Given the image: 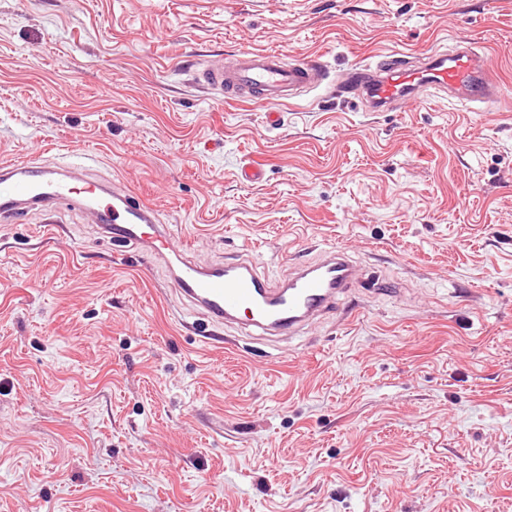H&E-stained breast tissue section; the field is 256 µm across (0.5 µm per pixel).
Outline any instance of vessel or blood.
Listing matches in <instances>:
<instances>
[{"label":"vessel or blood","mask_w":512,"mask_h":512,"mask_svg":"<svg viewBox=\"0 0 512 512\" xmlns=\"http://www.w3.org/2000/svg\"><path fill=\"white\" fill-rule=\"evenodd\" d=\"M323 70L312 60L286 61L284 55L253 49L207 65L198 79L224 94L225 102L285 104L319 86ZM346 93L371 112H390L431 89L456 102L495 106L501 88L484 56L471 43L455 51L415 55L398 52L383 68L367 65L345 75ZM84 159L61 169L35 161L0 162V180L11 184L0 196V219L13 221L30 208L56 210L64 205L90 208L108 240L131 246L144 256L168 262L170 281L187 314L201 322L235 324L268 336H296L309 322L333 309L356 279L345 252L333 250L296 269L283 284H273L249 260L203 267L190 248L176 245L155 210L123 187L83 181Z\"/></svg>","instance_id":"1"}]
</instances>
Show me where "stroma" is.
Here are the masks:
<instances>
[{"label":"stroma","instance_id":"1","mask_svg":"<svg viewBox=\"0 0 512 512\" xmlns=\"http://www.w3.org/2000/svg\"><path fill=\"white\" fill-rule=\"evenodd\" d=\"M461 40L495 115L338 88ZM252 48L326 79L273 124L198 81ZM76 154L200 263L366 276L303 337L202 335L81 211L0 223V512H512V0H0V161Z\"/></svg>","mask_w":512,"mask_h":512}]
</instances>
